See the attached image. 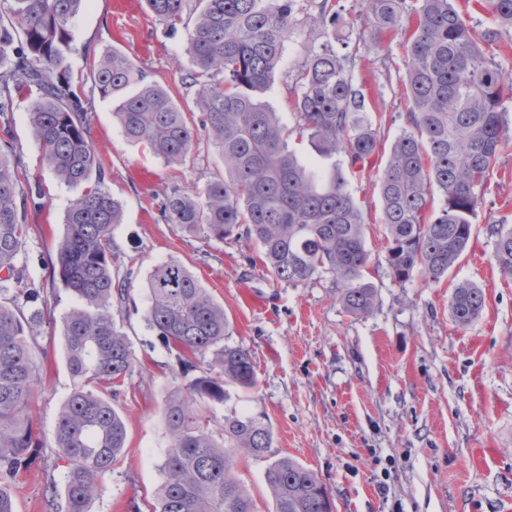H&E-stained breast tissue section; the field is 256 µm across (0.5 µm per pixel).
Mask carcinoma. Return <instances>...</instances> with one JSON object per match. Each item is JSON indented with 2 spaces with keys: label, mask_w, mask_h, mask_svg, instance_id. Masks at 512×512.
<instances>
[{
  "label": "carcinoma",
  "mask_w": 512,
  "mask_h": 512,
  "mask_svg": "<svg viewBox=\"0 0 512 512\" xmlns=\"http://www.w3.org/2000/svg\"><path fill=\"white\" fill-rule=\"evenodd\" d=\"M87 0H3L0 5V512H17L9 481L27 470L41 447L31 411L42 370L30 339L41 323V289L20 262L29 225L26 209L41 207L42 191L22 172L11 136L14 99L32 87V134L43 161L68 186H96L65 216L56 245L58 274L80 305L63 316L65 365L72 392L61 407L54 436L63 462L64 496L55 481L45 490L46 512H91L105 476L124 455L126 424L112 405V387L130 375L135 352L118 323L132 270L114 269L112 229L118 202L103 188L105 168L89 139L87 97L70 71L72 20ZM490 19L472 34L456 0H361L359 18L376 32L402 35L410 129L393 142L379 176L381 223L390 275L402 284L421 273L448 275L468 249L479 192L512 138L504 108L506 80L484 46L502 48L512 30V0H473ZM174 32L194 20L186 52L191 68L182 84L195 90L198 120L117 50L99 54L94 83L118 101L113 117L124 136L143 143L167 166L183 161L204 136L224 162V177L200 192L174 188L155 197L168 224L207 243L241 234L255 243L268 273L305 283L332 277L346 311L363 316L377 301L365 279L369 262L365 221L348 191L376 152L378 131L365 88L349 71L356 56L336 50V0H146ZM313 7L323 42L291 70H281L285 42L298 13ZM281 74L293 102L295 126L268 110L259 95ZM306 132L320 158L338 153L347 164L328 171L302 164L288 147ZM442 203L434 208V191ZM500 271L512 276V229L489 226ZM147 326L175 354L187 384L166 402L170 446L152 512H256L235 472L240 456L266 459L273 431L262 413H233L211 428L209 408L228 397L226 386L253 387L251 355L229 343L224 307L180 261L170 259L146 276ZM485 308L481 288L456 286L448 303L465 327ZM264 481L271 512H335L316 472L287 456L271 461Z\"/></svg>",
  "instance_id": "obj_1"
}]
</instances>
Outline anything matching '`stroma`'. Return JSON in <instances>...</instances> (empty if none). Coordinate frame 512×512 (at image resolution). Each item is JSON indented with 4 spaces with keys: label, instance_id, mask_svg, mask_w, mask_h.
Here are the masks:
<instances>
[{
    "label": "stroma",
    "instance_id": "stroma-1",
    "mask_svg": "<svg viewBox=\"0 0 512 512\" xmlns=\"http://www.w3.org/2000/svg\"><path fill=\"white\" fill-rule=\"evenodd\" d=\"M116 2L90 0L74 18L70 57L88 99L89 138L105 164L103 187L122 206V222L112 232L116 264L133 271L134 303L120 320L137 365L115 401L127 426L126 447L91 512H150L163 478L170 445L166 400L185 380L143 314L145 276L169 259L183 263L223 305L232 343L248 349L254 362V386L230 388L213 418L265 413L273 454L313 469L337 512H512V277L500 272L488 231L492 223L512 228V147L501 152L494 177L481 190L471 244L447 277L393 281L378 178L405 127L400 115L407 102L394 92L405 74L403 50L393 35L376 46L359 41L354 0H344L337 34L357 56L352 81L364 85L373 107L384 112L378 149L364 175L348 185L367 225L366 276L378 297L368 315L349 314L329 275L297 285L276 280L247 239L205 243L160 218L154 196L175 187L203 189L224 167L204 141L172 168L125 138L112 99L94 87L84 48L117 49L183 111H195L196 103L193 90L178 80L189 66L188 29L169 34L144 0H131L126 10ZM37 97L34 89L17 96L12 121L22 168L44 193L41 210L28 214L22 255L45 299V322L34 333L44 379L34 412L42 448L15 481L18 512H45L46 481L62 476L52 452L57 416L72 391L62 318L77 299L51 270L64 217L84 192L58 181L41 160L29 122ZM463 281L486 296L482 315L465 327L448 310L454 286Z\"/></svg>",
    "mask_w": 512,
    "mask_h": 512
}]
</instances>
